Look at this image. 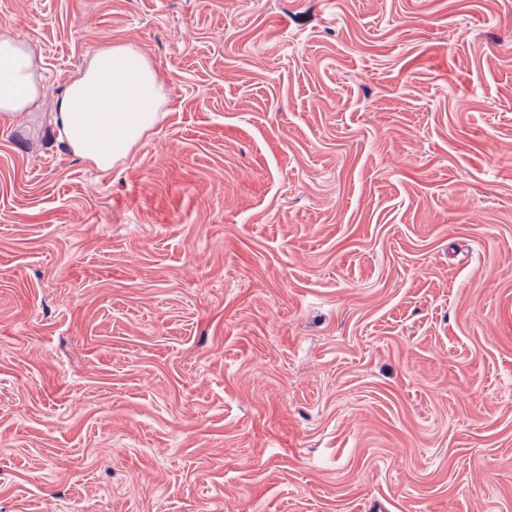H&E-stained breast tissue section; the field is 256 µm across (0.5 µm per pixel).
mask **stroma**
<instances>
[{
	"instance_id": "obj_1",
	"label": "stroma",
	"mask_w": 512,
	"mask_h": 512,
	"mask_svg": "<svg viewBox=\"0 0 512 512\" xmlns=\"http://www.w3.org/2000/svg\"><path fill=\"white\" fill-rule=\"evenodd\" d=\"M0 512H512V0H0ZM162 119L53 122L96 49ZM38 63L30 50L0 35V121L19 122L37 105L41 86L36 80ZM161 98L144 55L128 47H102L69 80L54 125L68 150L96 169L109 170L159 121Z\"/></svg>"
}]
</instances>
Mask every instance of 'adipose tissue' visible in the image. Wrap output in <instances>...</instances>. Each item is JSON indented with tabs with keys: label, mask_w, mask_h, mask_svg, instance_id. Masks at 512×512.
Returning a JSON list of instances; mask_svg holds the SVG:
<instances>
[{
	"label": "adipose tissue",
	"mask_w": 512,
	"mask_h": 512,
	"mask_svg": "<svg viewBox=\"0 0 512 512\" xmlns=\"http://www.w3.org/2000/svg\"><path fill=\"white\" fill-rule=\"evenodd\" d=\"M38 63L30 50L0 34V121L19 122L41 96ZM162 98L150 63L122 46L93 52L69 80L54 124L68 150L96 169L126 159L141 136L160 119Z\"/></svg>",
	"instance_id": "adipose-tissue-1"
}]
</instances>
